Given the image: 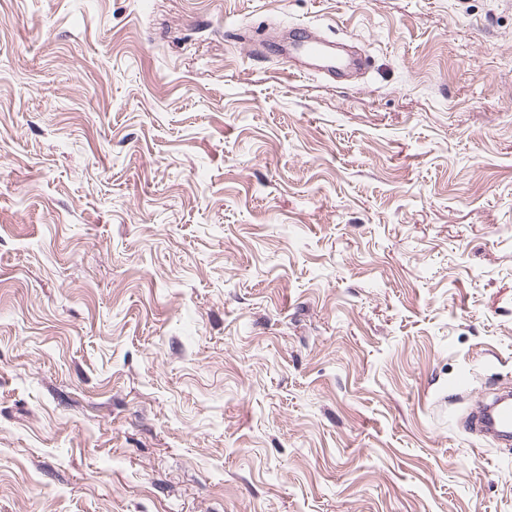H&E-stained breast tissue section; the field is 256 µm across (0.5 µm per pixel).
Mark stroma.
<instances>
[{
	"mask_svg": "<svg viewBox=\"0 0 512 512\" xmlns=\"http://www.w3.org/2000/svg\"><path fill=\"white\" fill-rule=\"evenodd\" d=\"M506 387L512 0H0V512H512ZM244 40L250 53L254 55L288 56L295 73L317 72L333 79L335 75L343 76L352 69H357L359 65L355 60L336 57L330 50L336 45V41L328 40L314 28L305 25L289 30L288 48L284 49L273 47L267 37L256 41ZM475 431L495 439L511 441L512 438V402L511 392L498 395L483 405L471 418Z\"/></svg>",
	"mask_w": 512,
	"mask_h": 512,
	"instance_id": "stroma-1",
	"label": "stroma"
}]
</instances>
